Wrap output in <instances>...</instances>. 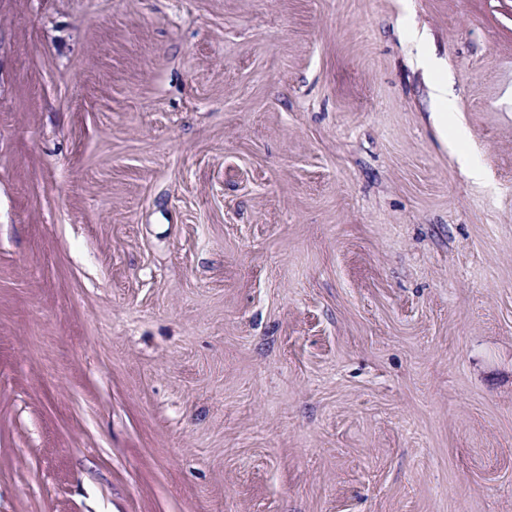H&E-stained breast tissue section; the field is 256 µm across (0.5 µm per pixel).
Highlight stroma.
<instances>
[{"instance_id":"stroma-1","label":"stroma","mask_w":512,"mask_h":512,"mask_svg":"<svg viewBox=\"0 0 512 512\" xmlns=\"http://www.w3.org/2000/svg\"><path fill=\"white\" fill-rule=\"evenodd\" d=\"M0 512H512V0H0Z\"/></svg>"}]
</instances>
